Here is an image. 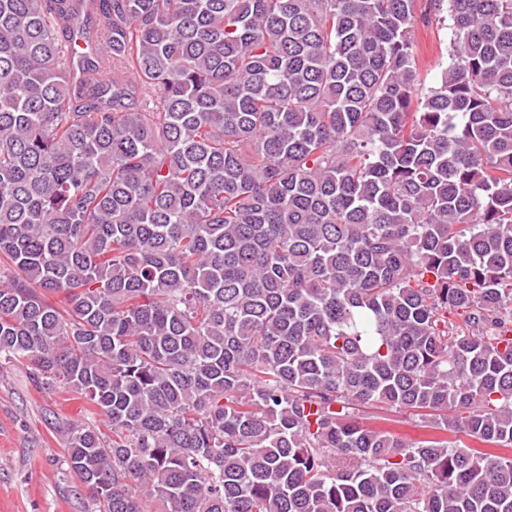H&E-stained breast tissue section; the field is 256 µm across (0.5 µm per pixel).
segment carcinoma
<instances>
[{
	"instance_id": "1",
	"label": "carcinoma",
	"mask_w": 512,
	"mask_h": 512,
	"mask_svg": "<svg viewBox=\"0 0 512 512\" xmlns=\"http://www.w3.org/2000/svg\"><path fill=\"white\" fill-rule=\"evenodd\" d=\"M0 261L91 512H512V0H0ZM412 34L421 74L425 78L426 84H431L439 75V63L442 61L445 65L447 61V30L439 31L435 23L430 26L418 24ZM360 422L370 428L389 431L410 440H417L434 432V429L425 427L427 424L421 422L411 411L396 410L385 405L360 412Z\"/></svg>"
}]
</instances>
